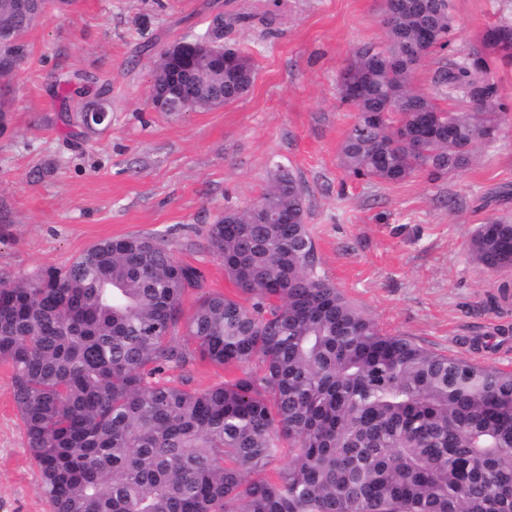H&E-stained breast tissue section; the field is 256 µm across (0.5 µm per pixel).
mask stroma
<instances>
[{"label":"stroma","mask_w":512,"mask_h":512,"mask_svg":"<svg viewBox=\"0 0 512 512\" xmlns=\"http://www.w3.org/2000/svg\"><path fill=\"white\" fill-rule=\"evenodd\" d=\"M273 10L270 27H237L226 42L253 59L250 92L220 109L158 112L150 103L161 50L219 12ZM454 49L475 45L512 0H452ZM385 37L380 0H50L26 36L0 121V279L60 266L93 243L153 234L199 267L206 289L234 295L210 253L207 224L258 199L277 166L305 184L317 270L386 333L432 352L512 371V303L468 244L491 219L512 220V116L494 145L430 180L355 178L339 146L354 122L337 75L355 46ZM110 83L107 119L67 121L53 75ZM0 512H49L41 476L0 365Z\"/></svg>","instance_id":"stroma-1"}]
</instances>
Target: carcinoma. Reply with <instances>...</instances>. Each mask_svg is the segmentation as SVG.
<instances>
[{
	"mask_svg": "<svg viewBox=\"0 0 512 512\" xmlns=\"http://www.w3.org/2000/svg\"><path fill=\"white\" fill-rule=\"evenodd\" d=\"M46 7L0 0L21 63ZM255 18L217 13L201 36ZM383 25L381 50L356 46L337 76L356 112L344 167L392 184L463 168L512 111L494 76L512 64V18L460 52L451 0H385ZM230 51L224 76L186 86L190 108L249 93L254 65ZM435 54L430 93L413 79ZM16 71L0 69L1 117ZM305 194L279 166L250 207L214 218L205 236L239 296L204 294L187 317L204 274L152 235L0 282V363L51 512H512V372L386 334L352 306L315 271ZM469 255L512 271V223L480 225ZM199 359L239 374L197 391Z\"/></svg>",
	"mask_w": 512,
	"mask_h": 512,
	"instance_id": "obj_1",
	"label": "carcinoma"
}]
</instances>
